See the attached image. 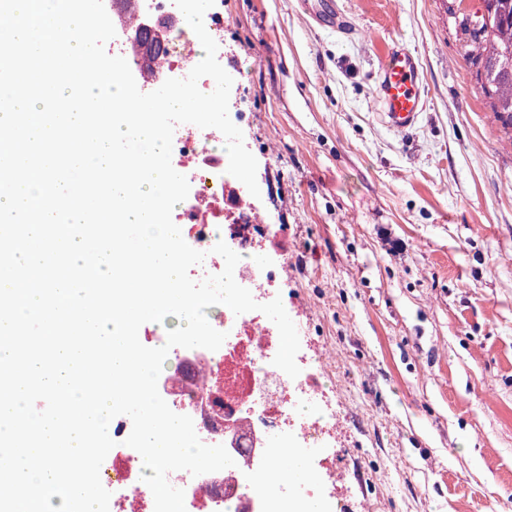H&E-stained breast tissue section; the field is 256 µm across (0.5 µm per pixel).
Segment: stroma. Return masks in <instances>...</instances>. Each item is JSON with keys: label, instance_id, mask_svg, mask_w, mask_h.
<instances>
[{"label": "stroma", "instance_id": "1", "mask_svg": "<svg viewBox=\"0 0 512 512\" xmlns=\"http://www.w3.org/2000/svg\"><path fill=\"white\" fill-rule=\"evenodd\" d=\"M223 0L229 116L287 258L299 335L347 438L352 501L384 512H512V142L459 54L480 0ZM420 59L426 110L404 133L376 85L394 45ZM301 7L312 20L331 29H341L343 21L335 0H302Z\"/></svg>", "mask_w": 512, "mask_h": 512}]
</instances>
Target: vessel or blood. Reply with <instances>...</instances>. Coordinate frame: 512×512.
<instances>
[{"label":"vessel or blood","mask_w":512,"mask_h":512,"mask_svg":"<svg viewBox=\"0 0 512 512\" xmlns=\"http://www.w3.org/2000/svg\"><path fill=\"white\" fill-rule=\"evenodd\" d=\"M301 7L320 24L337 30L343 26L336 0H301ZM377 98L388 127L404 131L415 126L426 99L419 61L412 51L399 46L389 51L378 77Z\"/></svg>","instance_id":"vessel-or-blood-1"}]
</instances>
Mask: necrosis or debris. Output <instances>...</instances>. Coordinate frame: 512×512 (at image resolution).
Wrapping results in <instances>:
<instances>
[{"label": "necrosis or debris", "mask_w": 512, "mask_h": 512, "mask_svg": "<svg viewBox=\"0 0 512 512\" xmlns=\"http://www.w3.org/2000/svg\"><path fill=\"white\" fill-rule=\"evenodd\" d=\"M119 17L121 35L105 45L110 54L129 52L131 33L149 19L171 20L167 51L149 73L153 83L186 77L204 55L174 0H126ZM223 142L217 129L192 124L178 125L173 136L177 163L194 186L192 199L178 205L177 221L184 240L206 254L190 275L199 281L220 273L224 261L212 248L225 242L240 257L234 270L237 283L255 301L267 303L275 298L276 286L287 282L290 266L265 261L262 249L269 225L250 195L225 177L224 156L217 150ZM206 314L215 329L226 332L224 343L215 351L172 348L174 367L161 371L158 391L175 413L192 418L204 444L224 445L235 465L196 477L185 471L169 473V483L185 492L186 512H306L314 498L323 500L325 512H383L380 502L357 507L337 493L345 473L334 448L346 427L333 392L318 386L315 378L316 372L336 366L327 347L300 362L299 375L291 378L273 364L279 333L263 313L237 316L218 305L208 307ZM131 430L132 421L125 415L109 424L115 442L108 468L111 512H154L152 492L141 479L142 458L125 443ZM290 448L308 451L315 473L307 485L273 475L283 451Z\"/></svg>", "instance_id": "4bbe7bcc"}]
</instances>
